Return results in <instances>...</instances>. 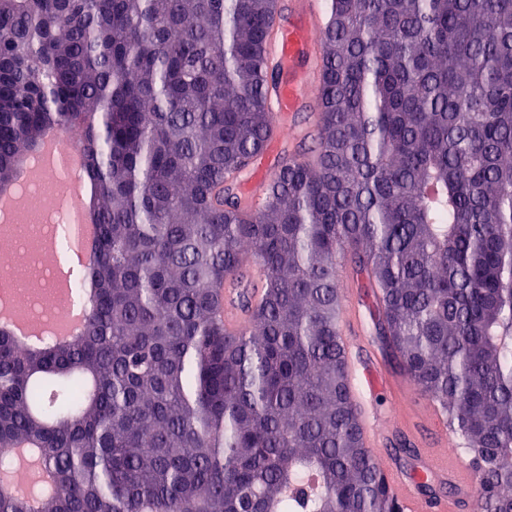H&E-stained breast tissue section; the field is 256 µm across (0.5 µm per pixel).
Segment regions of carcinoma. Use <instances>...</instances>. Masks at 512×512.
Listing matches in <instances>:
<instances>
[{"label":"carcinoma","instance_id":"1","mask_svg":"<svg viewBox=\"0 0 512 512\" xmlns=\"http://www.w3.org/2000/svg\"><path fill=\"white\" fill-rule=\"evenodd\" d=\"M283 11L0 0V189L76 129L97 229L81 332L0 329V453L40 449L39 512H401L338 342L346 257L471 456L476 512H512V0H326L317 149L245 216L230 178L272 138ZM251 261L264 299L229 336ZM241 287L238 288L236 280H230L224 288V328L231 336H238L246 325L247 314L242 307L241 300L244 294L249 304L255 307L261 300V284L265 277L263 268L250 263Z\"/></svg>","mask_w":512,"mask_h":512}]
</instances>
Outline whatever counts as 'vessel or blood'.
<instances>
[{"instance_id":"1","label":"vessel or blood","mask_w":512,"mask_h":512,"mask_svg":"<svg viewBox=\"0 0 512 512\" xmlns=\"http://www.w3.org/2000/svg\"><path fill=\"white\" fill-rule=\"evenodd\" d=\"M321 21V0H293L287 15L276 23L269 52L275 59L287 62L288 77L281 82L273 105L278 133L271 139L265 156L255 161L241 194V209L245 214L254 213L264 202L272 157L285 154L287 146L311 133L310 128L287 121L286 115L300 107L311 108L315 105L313 92L318 82L320 60L317 55L318 38L313 30L320 27ZM264 277L263 268L254 263L249 266L243 281L227 282L223 318L229 335H239L244 329L247 318L244 307L259 304ZM350 279L346 266H339L336 271V282L341 293L338 334L348 365L351 392L363 412L364 443L378 452L381 441L391 428L405 430L409 427L411 384L408 380L389 374L380 359L366 363L359 358L358 351L368 330V314L361 309L350 288ZM378 388L385 389L387 397L386 415L382 418L372 411L368 400L369 394ZM426 409L424 420L432 441L422 444L421 462L416 473L403 472L379 453L376 462L399 500L402 512H425V503L415 491L417 479L421 476L434 480L453 479L458 494L440 500L438 512H460L462 499L474 495L477 477L475 472L462 466L460 455L446 453L445 447L453 437L447 417L436 404H427Z\"/></svg>"}]
</instances>
